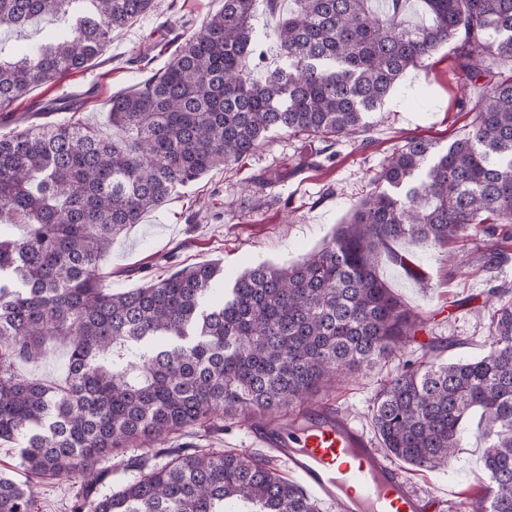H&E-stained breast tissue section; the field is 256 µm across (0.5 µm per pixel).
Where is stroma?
<instances>
[{"label": "stroma", "mask_w": 512, "mask_h": 512, "mask_svg": "<svg viewBox=\"0 0 512 512\" xmlns=\"http://www.w3.org/2000/svg\"><path fill=\"white\" fill-rule=\"evenodd\" d=\"M154 9L132 26L115 32L112 42L87 67L36 86L14 106L13 119H0V135L20 128L33 102L71 93H89L91 101L78 113L52 112L51 122L74 119L111 137L109 102L114 94L135 89L140 74L131 59L148 53L153 69L163 68L176 47V35H190L224 4V0H154ZM477 87L441 48L427 67L409 71L400 89L371 115L369 133L328 144L312 137L274 130L238 164L212 170L179 189L161 209L147 214L117 238L103 262L102 288L121 292L168 277L200 262L218 263L225 278L266 262L286 264L320 249L373 188L384 159L405 138L423 136L440 146L465 135L472 121L471 102ZM287 165L288 177L272 189L259 179L268 168ZM408 267L378 260V274L427 325L416 336L450 339L442 360L476 357L488 334L487 301L493 289L512 288V259L494 272L482 268V245L474 236L428 249L405 239L396 243ZM69 347L47 339L43 356L18 365L20 373L45 383L63 382ZM396 362L362 371L325 393L343 412L369 423L376 393L396 369ZM477 416L464 423L465 434L448 470L406 473L425 495L444 497L437 512H470V496L486 480L482 443L475 435Z\"/></svg>", "instance_id": "obj_1"}]
</instances>
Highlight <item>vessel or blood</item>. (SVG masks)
Returning <instances> with one entry per match:
<instances>
[{"label": "vessel or blood", "mask_w": 512, "mask_h": 512, "mask_svg": "<svg viewBox=\"0 0 512 512\" xmlns=\"http://www.w3.org/2000/svg\"><path fill=\"white\" fill-rule=\"evenodd\" d=\"M292 425L280 419L248 428L251 447L268 448L336 512H427L426 498L378 448L365 427L312 401Z\"/></svg>", "instance_id": "1"}]
</instances>
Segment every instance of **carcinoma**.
I'll return each instance as SVG.
<instances>
[{"label":"carcinoma","instance_id":"carcinoma-1","mask_svg":"<svg viewBox=\"0 0 512 512\" xmlns=\"http://www.w3.org/2000/svg\"><path fill=\"white\" fill-rule=\"evenodd\" d=\"M258 2L224 0L161 70L136 59L145 77L112 95L119 135L72 122L0 137V442L36 479H78L72 512H320L263 455L191 438L275 419L404 351L425 321L378 275L383 253L408 265L397 241L444 246L473 230L486 269L508 260L512 79L495 65L512 60V0H422L431 21L420 24L400 20L407 0H288L274 31L283 64L263 79ZM152 7L0 0V30L60 21L21 59L0 57V112L100 56ZM451 41L480 89L471 129L444 149L406 138L320 250L259 264L230 288L212 262L124 292L99 287L113 240L178 188L238 163L273 129L325 142L367 133L402 77ZM495 295L484 354L444 362V347L422 345L371 413L380 444L418 470L448 469L479 413L488 484L472 512H512V289ZM50 336L69 345L63 386L17 371ZM114 459L135 476L102 493ZM0 512H34L31 487L0 477Z\"/></svg>","mask_w":512,"mask_h":512}]
</instances>
